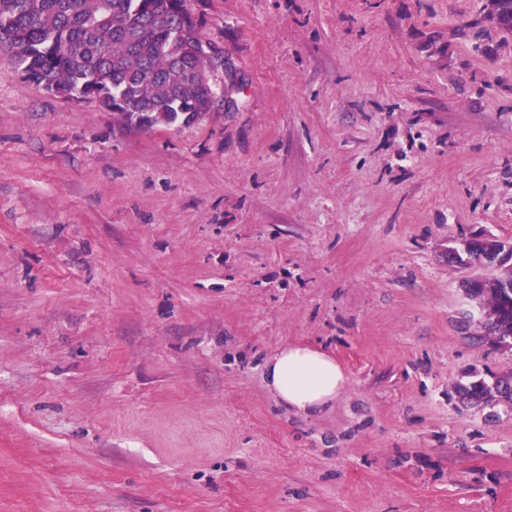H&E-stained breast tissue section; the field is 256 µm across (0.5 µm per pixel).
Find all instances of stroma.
Listing matches in <instances>:
<instances>
[{
    "mask_svg": "<svg viewBox=\"0 0 512 512\" xmlns=\"http://www.w3.org/2000/svg\"><path fill=\"white\" fill-rule=\"evenodd\" d=\"M236 105L138 124L0 50V512H512V350L462 237L512 242L490 0H188ZM336 357L333 409L266 358ZM489 278L484 277L482 282H472V288H466V295L476 303L484 313L493 312L496 317L484 320L482 316L477 319V326L481 334L477 339H488L491 343L502 346L511 339L512 342V286L501 288L489 284ZM510 347V344H503ZM266 389L284 409L314 416L333 408L347 375L328 352L309 345H287L264 363ZM467 380L454 386L455 392L463 403L483 408L499 405L512 407V375L493 377L487 380L475 371L468 373ZM495 385L492 387V381Z\"/></svg>",
    "mask_w": 512,
    "mask_h": 512,
    "instance_id": "1",
    "label": "stroma"
}]
</instances>
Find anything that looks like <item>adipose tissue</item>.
Returning <instances> with one entry per match:
<instances>
[{"instance_id":"1","label":"adipose tissue","mask_w":512,"mask_h":512,"mask_svg":"<svg viewBox=\"0 0 512 512\" xmlns=\"http://www.w3.org/2000/svg\"><path fill=\"white\" fill-rule=\"evenodd\" d=\"M266 389L284 409L305 416L330 410L347 385V375L328 352L309 345H287L264 363Z\"/></svg>"}]
</instances>
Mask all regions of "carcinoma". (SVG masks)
<instances>
[{"label":"carcinoma","mask_w":512,"mask_h":512,"mask_svg":"<svg viewBox=\"0 0 512 512\" xmlns=\"http://www.w3.org/2000/svg\"><path fill=\"white\" fill-rule=\"evenodd\" d=\"M187 0H0V48L22 74L55 93L93 100L128 118L157 113L165 123L202 111L208 89L196 79L209 59L191 41ZM500 24L512 30V0H493ZM463 266L482 263L481 239L455 248ZM466 295L483 312L481 334L500 346L512 340V287L485 279ZM473 406L512 407V375L490 381L475 371L454 386Z\"/></svg>","instance_id":"1"}]
</instances>
